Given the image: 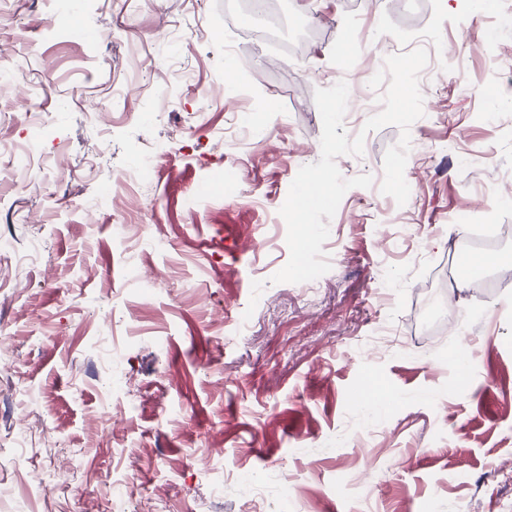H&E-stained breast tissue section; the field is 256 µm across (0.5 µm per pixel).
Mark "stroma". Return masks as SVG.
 Returning <instances> with one entry per match:
<instances>
[{
	"instance_id": "1",
	"label": "stroma",
	"mask_w": 512,
	"mask_h": 512,
	"mask_svg": "<svg viewBox=\"0 0 512 512\" xmlns=\"http://www.w3.org/2000/svg\"><path fill=\"white\" fill-rule=\"evenodd\" d=\"M246 0H0V140L38 138L40 161L0 186V479L34 467L58 484L37 512H106L112 472L135 480L127 512H512V28L482 49L502 0H271L284 31L307 19L297 61L262 63ZM425 30L452 50L420 75L405 205L380 191L400 136L367 134L336 163L349 189L323 245L315 292L272 283L288 261L273 217L318 162L314 91L349 86L344 126L382 106L369 81ZM235 81L224 93L226 38ZM160 49L180 63L140 75ZM126 86L157 120L118 114ZM268 113L260 145H213L235 113ZM170 151L143 185L133 159ZM103 155L93 171L88 158ZM112 197L109 208L97 200ZM161 232L165 254L124 249L113 227ZM36 264L18 258L32 241ZM490 257L478 278L458 254ZM397 286L382 290V272ZM159 278L141 290L139 281ZM123 340L125 406L102 388L90 342ZM474 346L465 372L451 356ZM40 438L20 451L19 430ZM224 462L222 490L201 468ZM262 483L247 498L239 478Z\"/></svg>"
}]
</instances>
